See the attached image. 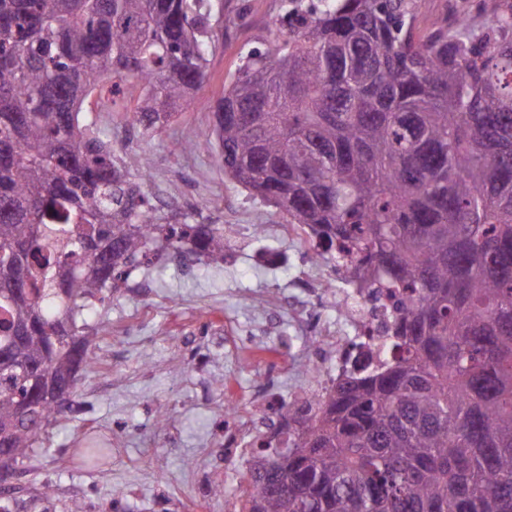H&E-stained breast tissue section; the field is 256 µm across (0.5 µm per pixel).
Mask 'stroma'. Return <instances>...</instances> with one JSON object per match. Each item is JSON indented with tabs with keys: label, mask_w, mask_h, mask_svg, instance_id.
I'll list each match as a JSON object with an SVG mask.
<instances>
[{
	"label": "stroma",
	"mask_w": 512,
	"mask_h": 512,
	"mask_svg": "<svg viewBox=\"0 0 512 512\" xmlns=\"http://www.w3.org/2000/svg\"><path fill=\"white\" fill-rule=\"evenodd\" d=\"M210 4L208 79L193 109L152 135L123 112H101L92 103L85 116L104 127L131 180L150 158L144 190L161 222L223 225L225 259L208 266L187 248L160 252L154 267L90 309L96 362L79 374L71 409L45 433L34 459L37 479L21 481L14 493L42 512H224L250 480L224 456L225 392L249 400L276 362L307 363V332L291 316L294 304L308 301L322 320L336 319L335 303L308 298L300 280L306 272L335 282L334 266L304 263L300 237L288 232L276 207L225 174L217 149H181L211 126L208 107L223 95L240 48L269 39L282 12V0ZM260 250L279 254L281 264H255ZM269 321L274 343L225 359L224 331L252 336ZM163 413L168 422L160 430L155 422ZM90 437L116 442L105 476L76 461Z\"/></svg>",
	"instance_id": "35a3bbf8"
}]
</instances>
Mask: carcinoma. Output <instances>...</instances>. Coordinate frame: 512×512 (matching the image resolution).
<instances>
[{
	"label": "carcinoma",
	"mask_w": 512,
	"mask_h": 512,
	"mask_svg": "<svg viewBox=\"0 0 512 512\" xmlns=\"http://www.w3.org/2000/svg\"><path fill=\"white\" fill-rule=\"evenodd\" d=\"M422 5L288 0L183 146L217 141L342 283L405 303L386 360L257 454L239 512H512V0L424 34ZM210 18L207 0H0V466L35 476L93 365V301L160 247L224 262V228L157 223L84 116L130 84L148 132L193 107Z\"/></svg>",
	"instance_id": "cac0c4a2"
}]
</instances>
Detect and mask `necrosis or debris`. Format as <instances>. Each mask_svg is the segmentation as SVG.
<instances>
[{
  "instance_id": "1",
  "label": "necrosis or debris",
  "mask_w": 512,
  "mask_h": 512,
  "mask_svg": "<svg viewBox=\"0 0 512 512\" xmlns=\"http://www.w3.org/2000/svg\"><path fill=\"white\" fill-rule=\"evenodd\" d=\"M335 327L324 328L312 336L310 344L317 358L307 367V378L295 386L287 398H280L275 380L254 393L256 414L248 417L238 412L236 400L224 402V446L228 456L242 466H250V450L267 433L284 436L293 424L297 410L314 414L335 376L351 370L356 352H364L371 364L382 361V347L390 334L393 308L388 295L379 298L354 291L336 302Z\"/></svg>"
}]
</instances>
